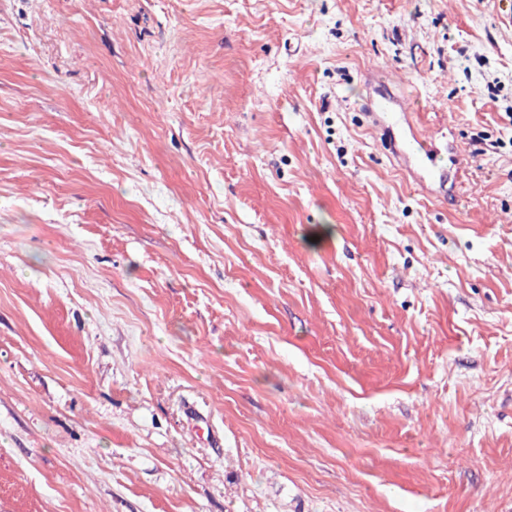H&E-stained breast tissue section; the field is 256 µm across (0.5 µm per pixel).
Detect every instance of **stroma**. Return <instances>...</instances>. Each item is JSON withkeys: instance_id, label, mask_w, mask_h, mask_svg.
<instances>
[{"instance_id": "stroma-1", "label": "stroma", "mask_w": 512, "mask_h": 512, "mask_svg": "<svg viewBox=\"0 0 512 512\" xmlns=\"http://www.w3.org/2000/svg\"><path fill=\"white\" fill-rule=\"evenodd\" d=\"M511 110L512 0H0V512H512ZM394 108L396 111L402 112L406 117L407 110L402 106L399 99L394 97L388 98L387 100L373 98L366 100L364 115L371 121L372 128L381 138L385 140L389 139L392 145V153L398 160L408 163L410 159H414L417 164L419 163V169L425 172L426 175L419 174V176H417V171L407 166L406 171L413 178H417L422 188L426 189L427 186L433 184H439L440 187H443L451 181L452 177L464 172L461 167L463 161L460 156L457 153L451 152V149H448V152L451 153V155H448V164L455 170L453 175L451 176L449 173L448 176L444 173L438 175L434 174L436 165L434 157L435 149L432 142L419 138L413 124L409 121L406 122L409 135H404L397 140L393 128L381 120L388 112H392ZM391 134L393 135V139L391 138Z\"/></svg>"}]
</instances>
